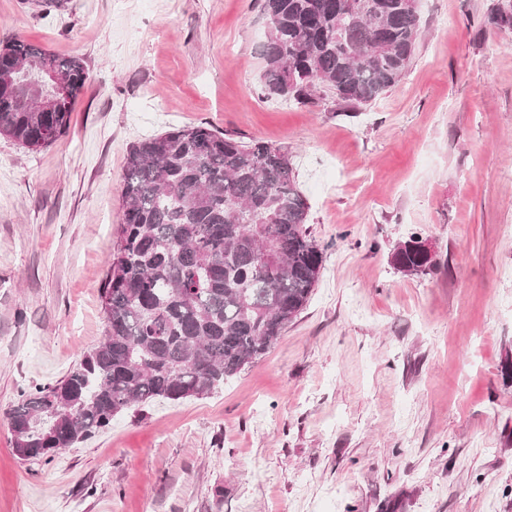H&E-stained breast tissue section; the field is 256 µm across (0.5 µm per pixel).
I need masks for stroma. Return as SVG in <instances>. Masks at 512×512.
<instances>
[{"mask_svg": "<svg viewBox=\"0 0 512 512\" xmlns=\"http://www.w3.org/2000/svg\"><path fill=\"white\" fill-rule=\"evenodd\" d=\"M512 0H421L375 104L263 98L262 0H0V42L83 59L66 135L0 136V512H512ZM204 125L288 149L323 251L224 387L23 461L6 411L104 331L130 146ZM434 267L390 262L410 234Z\"/></svg>", "mask_w": 512, "mask_h": 512, "instance_id": "obj_1", "label": "stroma"}]
</instances>
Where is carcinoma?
Masks as SVG:
<instances>
[{
    "label": "carcinoma",
    "mask_w": 512,
    "mask_h": 512,
    "mask_svg": "<svg viewBox=\"0 0 512 512\" xmlns=\"http://www.w3.org/2000/svg\"><path fill=\"white\" fill-rule=\"evenodd\" d=\"M419 0H263L259 83L304 105L321 87L367 105L408 71ZM88 79L79 57L14 38L0 47V135L34 151L68 132ZM67 100L51 104L57 88ZM120 229L101 288L103 341L60 381L8 412L15 453L49 459L157 400L209 395L265 355L306 307L323 252L287 151L204 125L144 138L127 153ZM412 234L391 252L407 275L434 267Z\"/></svg>",
    "instance_id": "obj_1"
}]
</instances>
